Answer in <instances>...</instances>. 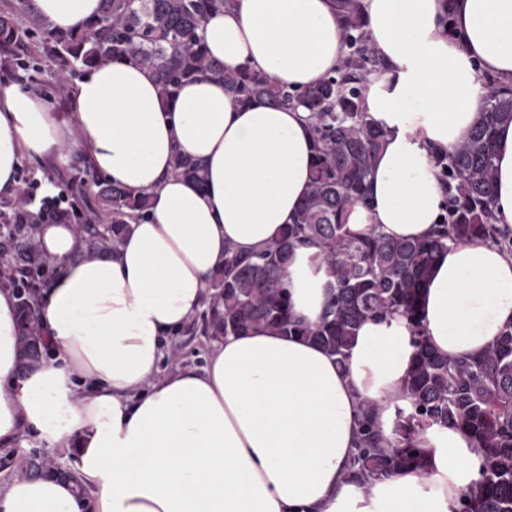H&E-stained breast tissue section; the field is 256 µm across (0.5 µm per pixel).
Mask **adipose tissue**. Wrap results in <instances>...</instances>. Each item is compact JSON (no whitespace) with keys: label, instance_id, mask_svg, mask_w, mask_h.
Here are the masks:
<instances>
[{"label":"adipose tissue","instance_id":"ef3b65f1","mask_svg":"<svg viewBox=\"0 0 512 512\" xmlns=\"http://www.w3.org/2000/svg\"><path fill=\"white\" fill-rule=\"evenodd\" d=\"M364 32L387 69L362 105L386 133L351 231L428 238L447 204L435 162L474 125L489 80L512 85V0H361ZM101 0H33L56 28L77 29ZM209 55L301 90L344 62L336 0H237L202 25ZM303 107L235 104L200 77L171 102L142 68L115 62L75 86L69 119L0 85V195L23 156L79 150L94 170L152 197L118 251L84 258L76 225L43 224L56 268L40 321L51 359L19 373L15 297L0 289V446L24 431L70 453L79 483L0 482V512H456L482 480L484 451L462 429L432 425L422 465L363 487L348 479L362 403L386 436L412 408L404 382L412 327L399 312L364 322L346 364L297 337L259 328L212 342L202 368L161 372L171 336L205 308L224 248L266 246L306 196L313 158ZM184 152L204 185L175 176ZM493 212L512 226V123L497 133ZM328 277L315 250L288 268L292 316L319 320ZM431 345L472 356L512 324V254L448 243L419 298Z\"/></svg>","mask_w":512,"mask_h":512}]
</instances>
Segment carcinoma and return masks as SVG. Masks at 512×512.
<instances>
[{
    "label": "carcinoma",
    "instance_id": "cac0c4a2",
    "mask_svg": "<svg viewBox=\"0 0 512 512\" xmlns=\"http://www.w3.org/2000/svg\"><path fill=\"white\" fill-rule=\"evenodd\" d=\"M235 2L102 0L96 18L77 30L58 31L34 10L32 0H17L0 13V70L18 65L38 73L37 57H43L54 66L53 90L69 98L73 77L129 61L153 77L166 100L174 98L183 83L203 76L223 82L234 102L242 105H302L313 121L310 190L290 223L263 249L247 254L225 249L224 267L212 277L214 293L201 314L204 335L219 339L271 327L320 345L343 366L365 320L403 313L416 348L405 383L412 409L399 414L390 441L375 406L362 407L350 478L366 486L403 469L419 468L422 458L413 441L420 430L433 424L464 428L485 449L483 481L475 493L460 500L457 512H512V326L475 356L447 357L430 346L418 310L421 288L447 242L479 239L512 252V227L492 221L496 135L499 126L512 122V85L490 82L474 126L451 154L435 155L448 205L430 238L395 240L373 231L354 233L346 224L347 214L351 206L366 202L386 136L362 107V83L382 60L366 39L361 0H339L349 49L342 67L300 91L249 68L227 72L207 55L199 34L206 17ZM173 173L198 184L204 181L201 164L183 153L176 156ZM96 187L92 200L68 188L66 206L57 214L64 223L79 225L83 254L103 257L118 248L132 223L147 217L151 196L108 178ZM18 206L17 199L0 205L3 232L13 240L11 257L0 253V266L10 271L19 267L23 275L16 282L6 275L0 286L18 292L19 368L26 374L47 352L35 306L51 260L36 241L43 217L31 214L27 227H17L13 215ZM301 246L319 249L329 276L324 311L314 324L296 321L288 305V265ZM9 467L19 478L65 477L68 465L25 456L11 460Z\"/></svg>",
    "mask_w": 512,
    "mask_h": 512
}]
</instances>
